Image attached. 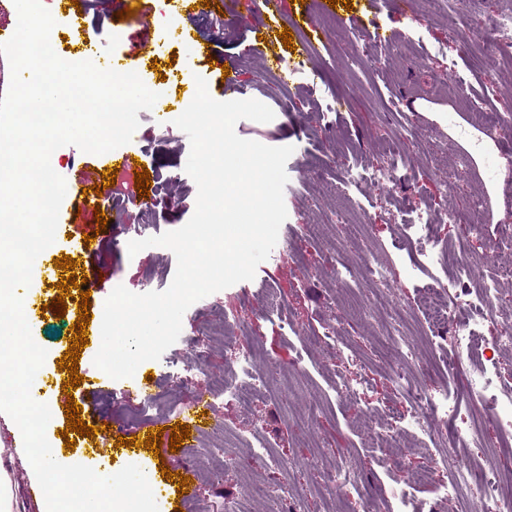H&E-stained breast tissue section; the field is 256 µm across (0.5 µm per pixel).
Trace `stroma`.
Masks as SVG:
<instances>
[{
    "mask_svg": "<svg viewBox=\"0 0 512 512\" xmlns=\"http://www.w3.org/2000/svg\"><path fill=\"white\" fill-rule=\"evenodd\" d=\"M147 3L148 26L137 16L121 17L123 7ZM512 0H458L455 18L422 9L420 0L389 5L377 15L390 35L374 40L365 29L367 0L329 8L325 0H290L286 17L276 20L250 14L248 0H224L210 15L231 75L245 97L269 106L275 117L258 123L237 122L236 134L268 146H293L286 164L287 219L276 246L259 264L253 280L242 281L194 303L184 314L182 332L160 359L141 363L137 375H151L156 401L149 412L126 400L128 380H114L85 405L88 382L100 371L97 347L80 352L81 384L72 394L46 396L52 405L46 437L57 455L77 460L109 476L137 464L150 485L162 482V468L188 476L183 495H170L161 512H395V487L425 512H476L469 495L443 499L441 486L456 463L440 420L410 427L400 437L403 455L388 465L392 450L381 423L413 412L408 398L390 379L391 339L411 350L415 383L444 390L463 411L473 408L466 392L470 365L447 361L448 344L429 322L421 304L424 289L443 291L448 272L440 265L415 266L425 252L466 244L468 258L481 279L493 280V299L501 313L512 312V244L499 240L512 225V172L489 180L484 165L497 142L474 128L458 105L467 96L486 121L500 122L512 112V57L500 51L482 21ZM159 0H84L83 25L94 32L100 53L125 44L133 49L132 71L144 84L160 89L162 99L182 100L184 76L216 79L195 57L191 46L174 41L157 14ZM290 28L294 49L280 35ZM318 36L317 72H310L297 49ZM274 46L281 69L265 70L259 53ZM140 126L130 143L150 171L154 221L145 223L133 174L118 172L103 205L106 230L94 215L73 213L69 234H56L57 254L76 259L95 282L90 319L117 285L135 293L167 289L176 257L164 247L129 256L133 239L160 235L183 226L195 210L197 186L186 173L188 136L176 126L158 124L154 111L138 113ZM55 171L71 188L97 184L100 159L76 146L55 150ZM398 164L393 181L349 184V169ZM486 221L467 223L478 202ZM425 210L433 235L420 239L406 217ZM99 234L98 252L80 254L83 234ZM376 265L386 278L369 284L367 269ZM41 310L31 326L47 350L45 367L56 366L74 334L81 295L72 289L64 316L50 310L60 290L54 280L32 277ZM281 301L277 315L265 310L268 294ZM250 360L240 373L237 355ZM252 392L249 406L225 395V379ZM211 403L217 426L192 430L178 449L118 446V438H146L150 429L182 421L197 395ZM82 403L86 424L104 428L110 448L92 453L66 448L60 432L67 424L66 401ZM485 444L468 448L479 469L496 479L512 471V453L502 449L498 432L480 417ZM347 461L354 480L347 491L324 497L322 489L339 461ZM0 466L13 476V512H39L40 501L28 497L25 483L34 472L13 421L0 413ZM259 482L269 497L246 498L242 489Z\"/></svg>",
    "mask_w": 512,
    "mask_h": 512,
    "instance_id": "stroma-1",
    "label": "stroma"
}]
</instances>
